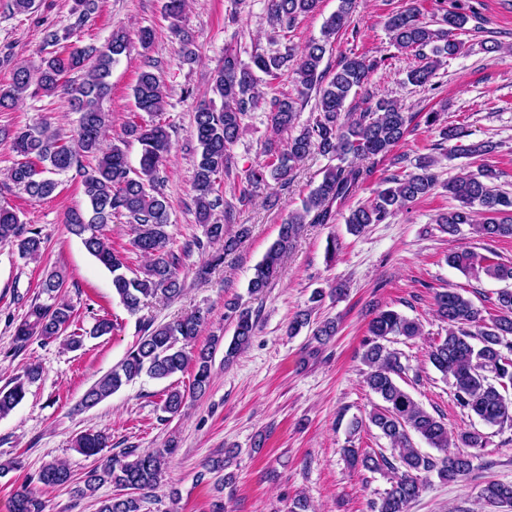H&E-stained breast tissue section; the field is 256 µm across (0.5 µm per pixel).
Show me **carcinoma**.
I'll return each mask as SVG.
<instances>
[{"label":"carcinoma","mask_w":512,"mask_h":512,"mask_svg":"<svg viewBox=\"0 0 512 512\" xmlns=\"http://www.w3.org/2000/svg\"><path fill=\"white\" fill-rule=\"evenodd\" d=\"M318 0H269L268 18L271 26L290 29L301 15L314 12ZM356 0H340L336 12L324 23L322 38L306 44L300 57L293 49L275 53L257 52L250 62L243 63L231 50L224 53V64L215 71L212 91L222 100L217 109L207 102L195 111V136L198 156L193 176V204L197 219L206 225L207 242L196 240L183 248L206 249L218 243L223 252L211 256L201 268L205 274L234 253L251 229L238 225L235 232L211 221L213 212L222 203L216 188L217 177L229 170L230 150L238 140L242 121L264 100L258 89L257 73L275 80L291 69L295 75L297 95L274 97L269 103L268 121L274 134L295 128L301 109L311 93H316L317 114L280 150L267 144L266 159L247 171L238 186L237 202L245 206L253 200L261 186L273 179L288 185L296 166L314 151L338 160L328 167L321 180L302 201V206L289 213L279 227L277 239L262 260L254 267L248 292L263 294L277 277L284 255L293 247L302 225L331 224L338 207L353 199L373 174L377 157L385 156L403 141L409 132L412 116L404 112L397 101L380 97L359 114L345 111L344 105L352 90L367 85L371 73L384 59H369L363 55L345 57L332 77L321 68L330 40L340 31L350 29ZM469 15L463 9L445 12L441 27L432 29L416 3L392 14L387 28L392 42L401 51H412L422 64L407 73L409 83L425 86L432 81L440 57L461 53L463 43L455 32L464 30ZM42 41L54 48L34 71L20 65L13 68L11 82L0 86V108L11 109L31 85L48 93L60 87L71 96L73 111L79 114L73 137L65 141L51 131L50 126L29 128L13 134V146L23 161L9 171L10 181L33 200L50 196L58 187L54 176L81 166V159L91 157L95 164L81 172L83 194L88 206L70 210L66 224L70 232L82 240L86 250L112 273V291L131 315L138 313L145 301L157 294L171 299L183 292L180 280L182 253L170 247L169 202L157 188L147 185L158 181V173L168 153L171 141L165 125L140 124L129 121L123 128L126 139L142 146L139 170H133L125 151L117 144L104 147L109 114L103 103L111 93L109 78L117 57L128 48L130 39L123 31L112 33L103 48L89 44L72 48L51 26L42 30ZM182 44L181 62L193 65L197 54L192 35L179 30ZM431 53H426L425 49ZM158 63L145 65L133 89L136 108L158 115L166 105L161 76L155 72ZM84 71L79 83H69L68 76ZM418 172L392 174L381 181L374 197L365 204L349 209L346 217L349 231L359 234L370 224H381L397 212L433 190L436 176L426 163H419ZM497 173L484 167L475 174L448 182V193L458 206L441 215L440 226L450 235L459 226L471 224L478 235L487 239L512 238V195L493 186ZM118 216L129 218L132 224V245L149 259L141 274L132 277L124 272L126 265L109 239L104 227ZM16 246L24 259L36 260L43 250L40 233L26 229L17 213L0 204V243ZM448 264L462 272L498 281L512 280V265L494 262L472 251L448 252ZM62 274L51 272L40 284L41 292L50 303L33 304L14 327V342L25 347L31 340L55 341L63 336L72 322L73 306L61 297ZM435 314L448 324L447 335L430 345L429 362L448 382L456 406L471 418L486 426H512V289L497 294V314L487 318L483 310L462 294L446 288L433 297ZM224 307L235 322L233 336L224 347V363L229 364L250 344L257 329L253 311L227 300ZM205 317L201 313L179 317L171 322L140 325L139 341L112 369L90 386L80 405L90 409L144 375L167 379L193 366L195 375L192 391L204 393L212 378L213 355L222 341L215 336L199 349H188L197 338ZM332 320L312 329L313 339L326 344L336 335ZM422 324L393 310H374L368 322L363 342L362 362L367 367L364 383L380 403L368 414L369 423L378 429L389 444L390 454H359L346 447L343 454L353 466H361L386 477L389 488L373 504V512H409L426 487L428 474L434 472L443 481L467 478L474 470V459L487 445V436L472 428L453 431L444 415L428 411L398 379L405 373L401 352L390 346L391 337L413 339L422 335ZM40 366L27 367L25 378H18L0 389V416L8 415L25 397L26 384L39 379ZM185 404V394L173 389L166 394L164 410L177 414ZM438 450L433 457L414 446L412 436ZM109 437L102 431H88L76 439V448L86 457L97 456L108 447ZM176 451L174 444L153 452L140 453L126 448L121 453L106 456L84 476L74 479L64 465L49 464L37 476L43 486H71L79 498H90L106 483L120 493L101 501L99 512H144V504L163 481L169 461ZM480 500L491 512L512 509V482L490 481L480 491ZM12 512H44V503L31 490L16 492Z\"/></svg>","instance_id":"cac0c4a2"}]
</instances>
